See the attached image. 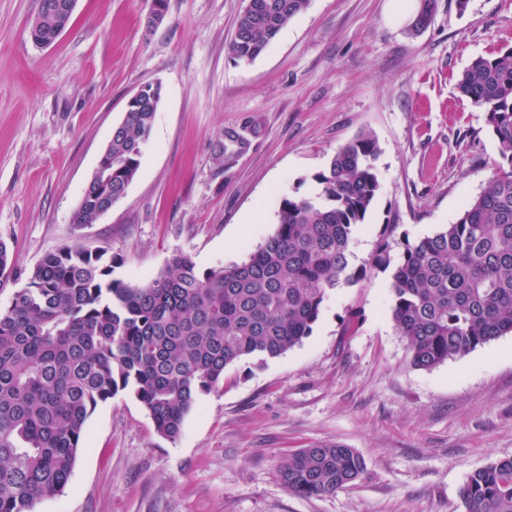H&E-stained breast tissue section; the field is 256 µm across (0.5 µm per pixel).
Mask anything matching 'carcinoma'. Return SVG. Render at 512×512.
<instances>
[{"mask_svg": "<svg viewBox=\"0 0 512 512\" xmlns=\"http://www.w3.org/2000/svg\"><path fill=\"white\" fill-rule=\"evenodd\" d=\"M237 20L227 52L259 57L309 0H254ZM67 0H40L35 39L56 41L70 23ZM458 90L487 112L503 165L457 221L407 244L392 263L388 245L373 258L392 268V318L411 363L431 370L512 334V47L478 57ZM161 103L146 86L113 128L72 223L93 224L125 195ZM378 141L369 131L338 147L314 175L311 197L282 200L275 231L248 257L201 273L176 257L132 286L113 277L107 251L65 247L29 272L0 309V512H32L66 487L96 406L129 391L155 432L175 440L202 393L218 389L238 362L284 355L313 332L340 283L365 278L349 265V244L376 199ZM15 263L0 242V288ZM365 472L363 456L340 443L288 455L280 476L300 497H327ZM463 512H512V458L473 472Z\"/></svg>", "mask_w": 512, "mask_h": 512, "instance_id": "1", "label": "carcinoma"}]
</instances>
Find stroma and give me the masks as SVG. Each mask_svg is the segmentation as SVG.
Returning a JSON list of instances; mask_svg holds the SVG:
<instances>
[{
	"label": "stroma",
	"instance_id": "stroma-1",
	"mask_svg": "<svg viewBox=\"0 0 512 512\" xmlns=\"http://www.w3.org/2000/svg\"><path fill=\"white\" fill-rule=\"evenodd\" d=\"M40 0H0V241L14 288L49 252L107 250L144 283L186 256L198 270L242 261L270 235L284 197L361 131L379 144V193L354 232L364 280L330 294L311 336L277 359H246L200 394L176 440L122 391L99 404L63 492L33 512H462L467 477L512 457V334L431 370L412 366L392 319L381 244L456 221L501 157L487 114L457 81L512 46V0H435L414 30L398 0H310L252 62L227 53L245 0H77L68 28L36 47ZM162 102L126 195L96 224L72 215L128 99ZM340 443L366 463L321 498L288 491L293 451Z\"/></svg>",
	"mask_w": 512,
	"mask_h": 512
}]
</instances>
